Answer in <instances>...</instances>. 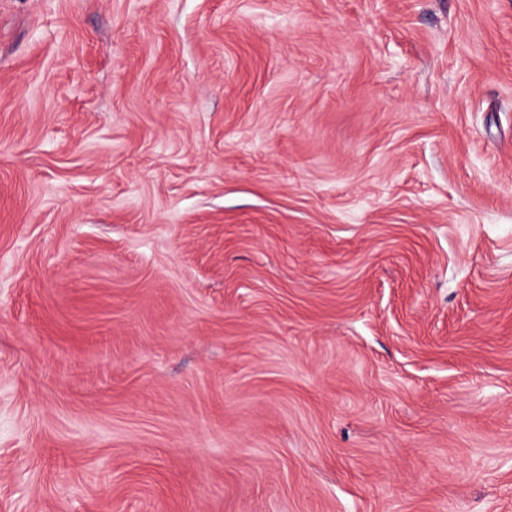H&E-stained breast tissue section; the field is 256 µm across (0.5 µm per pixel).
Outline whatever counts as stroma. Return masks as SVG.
Here are the masks:
<instances>
[{
  "label": "stroma",
  "mask_w": 512,
  "mask_h": 512,
  "mask_svg": "<svg viewBox=\"0 0 512 512\" xmlns=\"http://www.w3.org/2000/svg\"><path fill=\"white\" fill-rule=\"evenodd\" d=\"M0 512H512V0H0Z\"/></svg>",
  "instance_id": "obj_1"
}]
</instances>
